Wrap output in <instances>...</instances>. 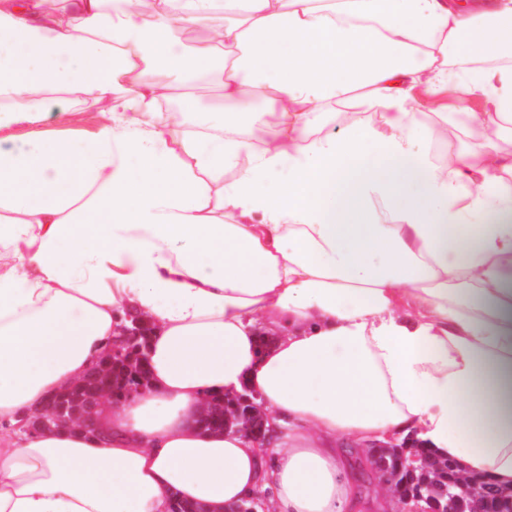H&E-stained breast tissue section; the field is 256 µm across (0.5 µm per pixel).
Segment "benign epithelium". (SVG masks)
Masks as SVG:
<instances>
[{"mask_svg": "<svg viewBox=\"0 0 512 512\" xmlns=\"http://www.w3.org/2000/svg\"><path fill=\"white\" fill-rule=\"evenodd\" d=\"M139 338V322L125 330L121 343L109 354L120 358L132 351ZM52 396L29 414L27 430L31 433L51 431L59 427L80 425L87 430L98 429L97 412L111 399L104 390L92 395L85 406L66 410L54 406ZM370 467L392 490L399 512H512V486L506 487L478 473H468L456 461L448 462L445 484L429 478L426 456L399 445H380L371 452ZM268 494L256 493L240 503L224 508V512H268Z\"/></svg>", "mask_w": 512, "mask_h": 512, "instance_id": "obj_1", "label": "benign epithelium"}]
</instances>
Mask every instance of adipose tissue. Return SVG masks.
<instances>
[{
    "label": "adipose tissue",
    "instance_id": "ef3b65f1",
    "mask_svg": "<svg viewBox=\"0 0 512 512\" xmlns=\"http://www.w3.org/2000/svg\"><path fill=\"white\" fill-rule=\"evenodd\" d=\"M103 2L0 0V512H357L356 453L407 434L512 485V0H238L187 51L217 0ZM195 74L278 127L159 111ZM449 85L470 143L434 163L410 91ZM356 87L374 123L332 111ZM84 96L89 135L8 136ZM135 317L148 388L103 407L111 439L20 429ZM242 391L268 452L193 424Z\"/></svg>",
    "mask_w": 512,
    "mask_h": 512
}]
</instances>
